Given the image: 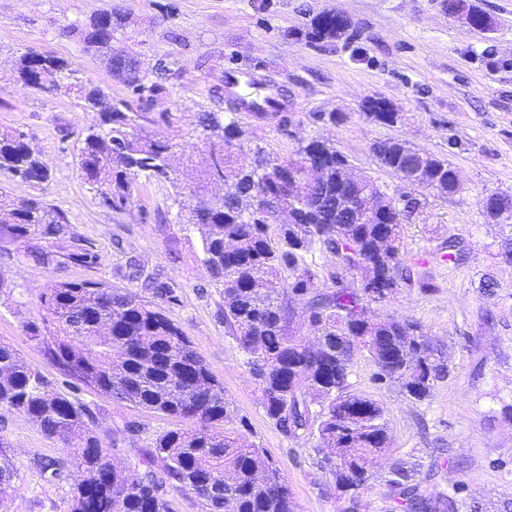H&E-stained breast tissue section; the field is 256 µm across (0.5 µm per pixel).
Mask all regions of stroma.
<instances>
[{
	"label": "stroma",
	"instance_id": "obj_1",
	"mask_svg": "<svg viewBox=\"0 0 512 512\" xmlns=\"http://www.w3.org/2000/svg\"><path fill=\"white\" fill-rule=\"evenodd\" d=\"M496 21L492 34L468 31L440 0H0V134L25 132L42 153L50 178L43 196L67 218L63 234L25 241L0 233V343L11 345L52 390L89 405L94 428L114 461L137 465L151 438L173 421L96 393L52 366L25 331L38 320L40 292L50 282L101 283L137 295L161 310L204 357L236 410L228 427L262 448L288 481L297 512H393L379 480L355 499L337 496L312 460L314 442L289 438L262 408L233 336L224 325V296L210 285L199 230L182 224L183 200L166 183L140 178L129 208L102 204L79 172L78 154L93 113L72 94L24 84L16 63L27 53L51 55L112 98L130 99L103 61L67 25L108 11L125 18L117 42L141 73L165 91L154 105L177 120L162 130L172 143L192 139L197 113L224 110L217 92L226 68H260L267 84L287 92V124L239 113L251 143L275 156L301 140L334 144L356 170L392 196L407 187L377 163L372 146L403 140L448 158L464 189L446 197L424 192V206L403 226V262L413 275L378 305L380 317L415 320L439 344L449 371L428 401L407 397L399 383L379 379L355 355L352 392L376 400L389 423V462L418 459L442 466L431 489L463 504L464 512H512V220H489L483 199L512 196V0H469ZM345 14L354 34L327 47L303 32L323 11ZM374 96L399 112L397 123L366 117ZM453 241L460 262L443 260ZM95 254L72 260L79 249ZM51 252V263L32 253ZM492 280L493 290L482 283ZM169 287L174 300L157 295ZM140 433L131 434L130 425ZM0 436L17 469L13 494L0 512H71L73 475L51 480L38 463L63 456L27 416L0 406Z\"/></svg>",
	"mask_w": 512,
	"mask_h": 512
}]
</instances>
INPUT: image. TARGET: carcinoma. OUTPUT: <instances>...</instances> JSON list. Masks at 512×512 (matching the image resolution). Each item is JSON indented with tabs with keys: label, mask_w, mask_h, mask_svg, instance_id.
<instances>
[{
	"label": "carcinoma",
	"mask_w": 512,
	"mask_h": 512,
	"mask_svg": "<svg viewBox=\"0 0 512 512\" xmlns=\"http://www.w3.org/2000/svg\"><path fill=\"white\" fill-rule=\"evenodd\" d=\"M123 28V16L112 12L68 26L125 83L139 112L91 82L66 83L73 70L52 56H23L19 78L37 89L43 83L56 91L64 87L82 111L96 116L82 140L79 164L105 206L127 209L143 175L169 183L188 200L182 221L201 229L209 283L222 288L224 325L245 355L267 418L291 438L316 440L315 464L333 476L339 491L359 489L390 451V437L384 409L350 390L353 351L387 368L379 379L399 382L415 401L426 400L447 373L439 345L423 325L383 320L374 309L407 279L402 225L416 202L392 199L383 218L359 224L348 201L337 195L336 174L349 161L333 144L311 137L305 149L287 157L245 144L236 114L249 108L258 119L279 116L286 122L281 90L258 100L229 95V114L201 113L194 127L201 145L192 144L184 153L191 182L181 181L169 163L173 144L159 132L173 124L175 114L147 112L164 87L146 79L131 58L116 50L114 41ZM346 34L330 10L311 19L305 38L323 46ZM366 102L369 118L397 122L399 113L385 111L384 99ZM377 147L379 165L393 173L414 161L415 148L404 142ZM308 159L320 162L322 176L314 182L301 177ZM430 166L429 177L441 190L451 196L462 191L458 171L448 160L434 156ZM0 173L21 175L34 186L49 178L39 151L16 132L0 135ZM220 173L227 193L215 196L210 185ZM256 191L265 195V207L254 211ZM0 224L14 239L26 240L59 235L66 218L39 196L15 200L0 195ZM315 248L335 257L342 268L331 275L336 288L327 292L317 290L315 274L306 265ZM355 275L360 277L357 288L345 282ZM297 302L320 332L315 351L289 333ZM40 309V322L27 323L26 332L67 374L118 401L193 423L190 429L156 434L141 465L119 470L91 426L89 407L49 390L15 349L0 343V406L26 415L66 448L65 456L46 459L40 467L50 479L61 478L71 467L78 471L73 512H166L167 485L196 490L205 512H294L288 482L275 462L237 432L217 430L216 425L232 419L234 407L189 339L161 311L129 292L66 281L44 286ZM299 375L305 379L301 388L292 383ZM437 472L435 462L426 467L401 460L379 478L402 512H431L439 501L422 487ZM15 479L13 461L0 440L1 498L14 491Z\"/></svg>",
	"instance_id": "cac0c4a2"
}]
</instances>
